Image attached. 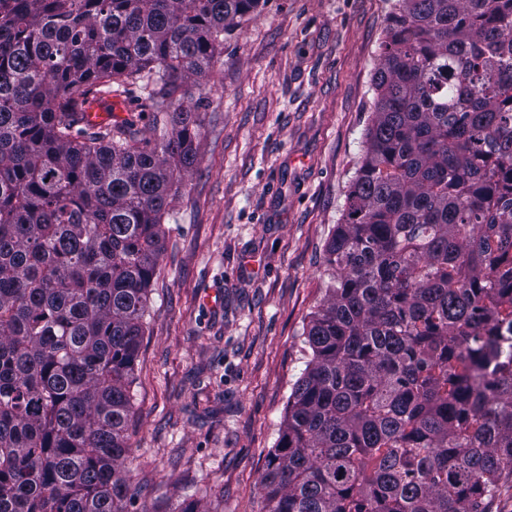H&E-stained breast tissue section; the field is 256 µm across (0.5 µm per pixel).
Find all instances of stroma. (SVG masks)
<instances>
[{
	"mask_svg": "<svg viewBox=\"0 0 512 512\" xmlns=\"http://www.w3.org/2000/svg\"><path fill=\"white\" fill-rule=\"evenodd\" d=\"M392 0H268L183 108L129 422L132 512H260L325 244L371 124Z\"/></svg>",
	"mask_w": 512,
	"mask_h": 512,
	"instance_id": "35a3bbf8",
	"label": "stroma"
}]
</instances>
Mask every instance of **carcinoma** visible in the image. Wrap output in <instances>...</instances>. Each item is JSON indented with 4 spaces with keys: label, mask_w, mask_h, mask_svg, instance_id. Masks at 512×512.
<instances>
[{
    "label": "carcinoma",
    "mask_w": 512,
    "mask_h": 512,
    "mask_svg": "<svg viewBox=\"0 0 512 512\" xmlns=\"http://www.w3.org/2000/svg\"><path fill=\"white\" fill-rule=\"evenodd\" d=\"M267 2L0 0V512H129L149 288L196 157L187 80ZM374 90L262 512H492L512 489V0H396ZM91 93L142 108L85 126Z\"/></svg>",
    "instance_id": "1"
}]
</instances>
